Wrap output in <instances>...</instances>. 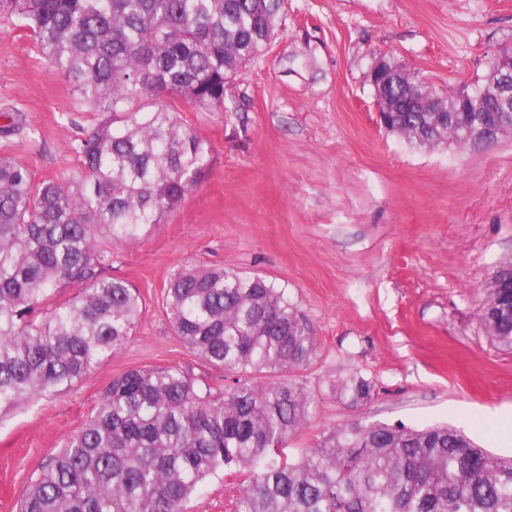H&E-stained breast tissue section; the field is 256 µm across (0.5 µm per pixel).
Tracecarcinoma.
<instances>
[{
    "instance_id": "1",
    "label": "carcinoma",
    "mask_w": 512,
    "mask_h": 512,
    "mask_svg": "<svg viewBox=\"0 0 512 512\" xmlns=\"http://www.w3.org/2000/svg\"><path fill=\"white\" fill-rule=\"evenodd\" d=\"M283 0H0L65 75L82 110L97 116L70 150L84 173L36 181L0 157V414L91 373L145 314L130 284L104 275L99 239L137 240L209 169L210 142L168 100L224 108V78L260 54ZM390 101H406L386 129L421 147L453 141L481 116L512 131V112H488L491 80L466 112L431 122L417 77L396 66ZM81 291L51 311L53 291ZM478 317L512 349V262L484 285ZM172 326L205 363L270 375L317 352L310 321L285 289L258 274L184 268L166 286ZM351 406L372 397L357 372L333 385ZM311 400L293 380L239 379L213 395L178 366L114 378L95 413L49 457L19 512H185L207 477L238 467L233 512H512V459L448 425L351 422L325 431L296 458L286 441L308 427Z\"/></svg>"
}]
</instances>
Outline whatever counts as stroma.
<instances>
[{
    "label": "stroma",
    "mask_w": 512,
    "mask_h": 512,
    "mask_svg": "<svg viewBox=\"0 0 512 512\" xmlns=\"http://www.w3.org/2000/svg\"><path fill=\"white\" fill-rule=\"evenodd\" d=\"M276 23L225 84L222 111L174 101L211 143L210 169L140 240H100L108 273L138 289L145 316L87 377L0 419V512H17L114 377L176 365L212 391L228 385L172 328L167 282L198 266L275 281L313 325L317 354L292 373L312 419L287 455L360 421L448 424L512 456V350L478 319L484 285L512 261V132L480 151L416 147L379 125L369 82L384 57L440 91L477 83L512 47V0H284ZM1 112L24 129L0 135V156L39 180L79 177L68 142L95 118L3 9ZM351 371L374 387L354 407L332 391ZM239 480L233 468L208 477L186 512H233Z\"/></svg>",
    "instance_id": "obj_1"
}]
</instances>
